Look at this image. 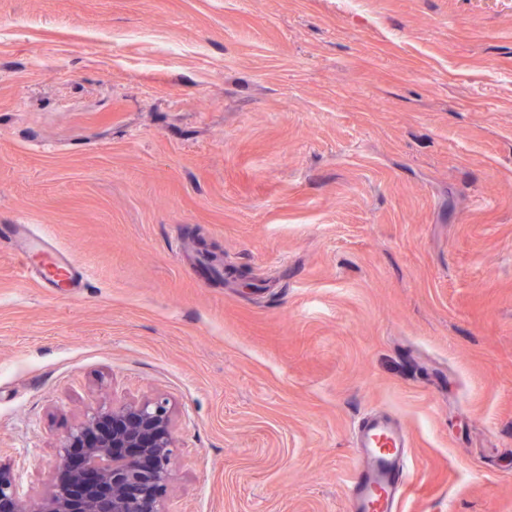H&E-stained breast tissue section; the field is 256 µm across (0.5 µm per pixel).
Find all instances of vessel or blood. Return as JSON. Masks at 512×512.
Wrapping results in <instances>:
<instances>
[{"instance_id": "vessel-or-blood-1", "label": "vessel or blood", "mask_w": 512, "mask_h": 512, "mask_svg": "<svg viewBox=\"0 0 512 512\" xmlns=\"http://www.w3.org/2000/svg\"><path fill=\"white\" fill-rule=\"evenodd\" d=\"M10 233L22 250L47 255L53 266L48 273L25 261L18 268L20 277L37 278L44 288L57 287L62 279L69 288L81 286L86 267L50 236L29 233L23 220L12 225ZM354 438L358 464L346 486L349 512H398L411 490L407 469L411 444L406 432L387 412L375 410L360 422Z\"/></svg>"}]
</instances>
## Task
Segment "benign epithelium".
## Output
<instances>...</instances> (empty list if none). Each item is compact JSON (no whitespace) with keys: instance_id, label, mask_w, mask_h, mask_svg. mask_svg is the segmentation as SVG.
<instances>
[{"instance_id":"obj_1","label":"benign epithelium","mask_w":512,"mask_h":512,"mask_svg":"<svg viewBox=\"0 0 512 512\" xmlns=\"http://www.w3.org/2000/svg\"><path fill=\"white\" fill-rule=\"evenodd\" d=\"M174 427L161 398L99 404L60 441L55 475L38 500L0 459V512H165ZM73 448L82 449L77 467L69 466Z\"/></svg>"}]
</instances>
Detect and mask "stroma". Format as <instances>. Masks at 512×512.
I'll return each instance as SVG.
<instances>
[{"mask_svg": "<svg viewBox=\"0 0 512 512\" xmlns=\"http://www.w3.org/2000/svg\"><path fill=\"white\" fill-rule=\"evenodd\" d=\"M0 457L39 497L92 406L166 399V512H512V0H0ZM10 234L15 237L19 246L25 252L38 251L47 255L55 270L63 273L69 288H80L87 275L86 267L70 253L62 250L54 240L46 234H31L28 232L27 221L21 220L12 224ZM354 438L358 465L346 486L349 511H399L411 490L407 433L387 412L375 410L360 422Z\"/></svg>", "mask_w": 512, "mask_h": 512, "instance_id": "stroma-1", "label": "stroma"}]
</instances>
